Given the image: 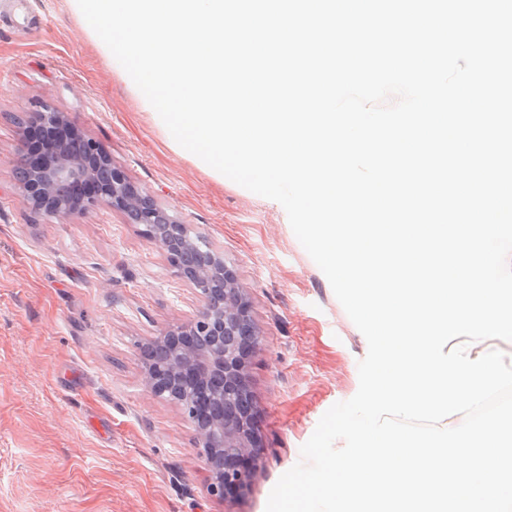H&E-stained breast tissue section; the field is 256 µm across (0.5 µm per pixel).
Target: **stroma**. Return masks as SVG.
Instances as JSON below:
<instances>
[{
    "label": "stroma",
    "mask_w": 512,
    "mask_h": 512,
    "mask_svg": "<svg viewBox=\"0 0 512 512\" xmlns=\"http://www.w3.org/2000/svg\"><path fill=\"white\" fill-rule=\"evenodd\" d=\"M87 28L70 0H0V512H266L320 418L355 393L356 327L287 216L177 151ZM46 107L244 291L262 450L238 498L212 495L195 421L147 385L144 347L195 318L199 291L122 211L64 219L21 200L23 128Z\"/></svg>",
    "instance_id": "obj_1"
}]
</instances>
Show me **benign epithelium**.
<instances>
[{
	"instance_id": "7a95c632",
	"label": "benign epithelium",
	"mask_w": 512,
	"mask_h": 512,
	"mask_svg": "<svg viewBox=\"0 0 512 512\" xmlns=\"http://www.w3.org/2000/svg\"><path fill=\"white\" fill-rule=\"evenodd\" d=\"M18 165L25 167L27 178L34 180L52 199L51 215L77 216V212L69 208L68 194L74 184L85 182L98 186L97 192L88 198L87 206L106 203L118 207L132 213L137 224L167 223L164 233L154 241L171 257L180 274L199 291L204 305L184 326L196 336L194 343L170 346L166 344V337L172 335L170 331L155 340L170 358L148 369L149 388L156 395L168 396L193 415L197 399L189 395L186 388L213 387L214 393L208 398L212 415L205 423L197 425L198 441L205 448L212 473V492L224 495V479L233 471L242 470L251 459L249 430L238 413L244 399L238 377L246 375L240 338L248 329L253 344L257 345L262 336L245 315L243 289L216 253H181L186 226L166 222V215L150 199L128 194L122 179L89 167L82 143L61 151L49 168L31 165L23 146L19 150Z\"/></svg>"
}]
</instances>
